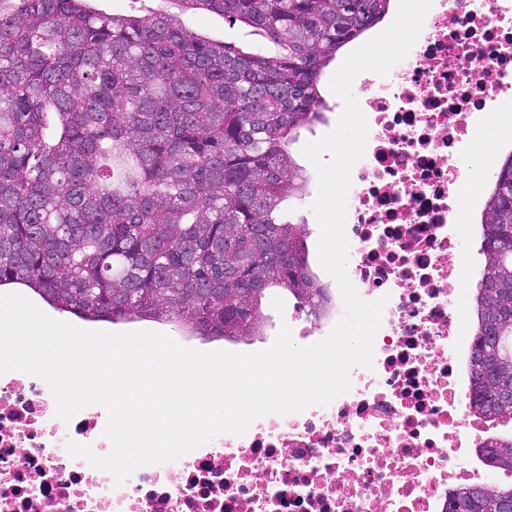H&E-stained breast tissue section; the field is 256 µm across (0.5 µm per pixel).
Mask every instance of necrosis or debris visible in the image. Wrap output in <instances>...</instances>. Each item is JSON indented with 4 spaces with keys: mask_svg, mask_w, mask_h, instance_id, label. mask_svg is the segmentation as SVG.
<instances>
[{
    "mask_svg": "<svg viewBox=\"0 0 512 512\" xmlns=\"http://www.w3.org/2000/svg\"><path fill=\"white\" fill-rule=\"evenodd\" d=\"M352 92L368 133L347 193V274L384 302L372 368L353 367L329 405L260 417L120 484L68 450L110 453L104 407L63 420L43 378L7 372L0 512H448L450 491L483 482L470 455L494 424L459 372V162L512 98V0H432L407 56Z\"/></svg>",
    "mask_w": 512,
    "mask_h": 512,
    "instance_id": "1",
    "label": "necrosis or debris"
}]
</instances>
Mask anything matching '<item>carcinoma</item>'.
Returning a JSON list of instances; mask_svg holds the SVG:
<instances>
[{"instance_id":"obj_1","label":"carcinoma","mask_w":512,"mask_h":512,"mask_svg":"<svg viewBox=\"0 0 512 512\" xmlns=\"http://www.w3.org/2000/svg\"><path fill=\"white\" fill-rule=\"evenodd\" d=\"M112 14L90 0H0V286L32 290L84 320L150 318L191 336H240L237 303L277 287L315 319L331 299L303 224L282 219L307 180L289 145L323 119V70L381 21L390 0H166ZM262 31L272 56L187 30L181 14ZM512 151L481 220L488 256L473 296L482 350L495 285L500 379L469 356L471 407L490 420L512 386ZM489 467L512 473V437ZM511 486L449 495L448 512H498Z\"/></svg>"}]
</instances>
